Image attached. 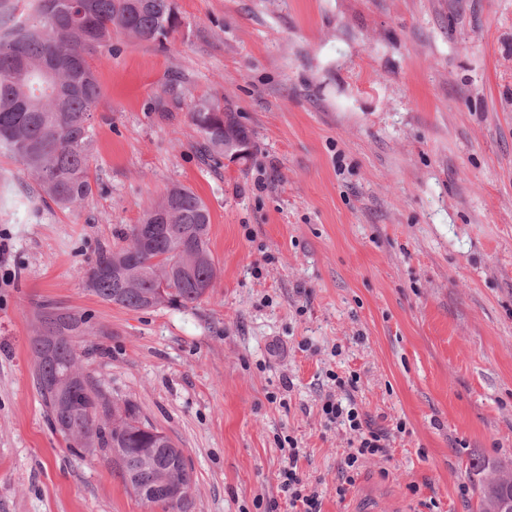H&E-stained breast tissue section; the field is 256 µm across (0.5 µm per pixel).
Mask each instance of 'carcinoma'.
Wrapping results in <instances>:
<instances>
[{"label":"carcinoma","mask_w":512,"mask_h":512,"mask_svg":"<svg viewBox=\"0 0 512 512\" xmlns=\"http://www.w3.org/2000/svg\"><path fill=\"white\" fill-rule=\"evenodd\" d=\"M181 20L175 0H0V154L19 162L42 194L61 209H71L92 193L89 158L93 143L91 112L101 87L88 62L96 51L112 53V34L133 42L165 46ZM189 118L209 155L224 157V137L250 141L236 113L218 100L194 102ZM211 216L191 189L174 185L146 209L140 223L122 235V245L103 250L83 270L84 284L104 302L130 310L151 307L158 292L156 271L183 259L180 246L192 239L198 260L190 278H174L160 304H199L218 276L208 247ZM154 229L151 252L138 258L141 240ZM45 331L32 341L38 390L53 428L70 441L89 435L93 448H108L132 492L169 512H188L192 471L181 449L164 432L143 423L131 402H112L79 365L74 339L90 335L76 315L47 316ZM64 368L81 379L59 394L51 386ZM480 512H495L512 492V470L479 461ZM183 495L170 501V485Z\"/></svg>","instance_id":"carcinoma-1"}]
</instances>
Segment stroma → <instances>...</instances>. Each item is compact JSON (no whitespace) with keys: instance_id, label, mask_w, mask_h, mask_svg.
I'll return each mask as SVG.
<instances>
[{"instance_id":"35a3bbf8","label":"stroma","mask_w":512,"mask_h":512,"mask_svg":"<svg viewBox=\"0 0 512 512\" xmlns=\"http://www.w3.org/2000/svg\"><path fill=\"white\" fill-rule=\"evenodd\" d=\"M176 3L167 49L116 34L90 57L80 207L0 158V512H161L53 429L30 349L49 312L88 318L84 371L182 448L190 512H287V435L321 512H478L470 463H512V0ZM200 97L251 157L205 156ZM174 185L209 208L213 287L192 308L101 301L81 269ZM351 371L371 423L406 431L341 500L347 436L320 408Z\"/></svg>"}]
</instances>
